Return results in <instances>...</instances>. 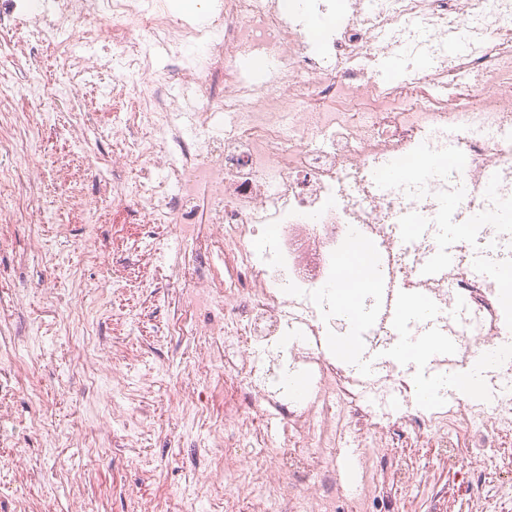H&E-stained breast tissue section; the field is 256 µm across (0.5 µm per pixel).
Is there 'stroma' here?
I'll list each match as a JSON object with an SVG mask.
<instances>
[{
    "label": "stroma",
    "mask_w": 512,
    "mask_h": 512,
    "mask_svg": "<svg viewBox=\"0 0 512 512\" xmlns=\"http://www.w3.org/2000/svg\"><path fill=\"white\" fill-rule=\"evenodd\" d=\"M83 95L46 114L41 150L54 152V132L72 113L86 128L110 118L112 78L98 70L85 76ZM42 192H54L53 205L68 208L58 194L61 181L76 184L84 197L100 189L97 171L69 167L40 170ZM155 224H129L123 213L88 232L80 219L56 227L47 224L44 241L52 252L68 256L71 274L66 305L56 304L48 283L53 275L40 258L23 224L11 227V243L0 250V316L10 320L14 340L30 347L33 359L0 376L7 395H0V512H181L186 498L201 496L207 512H224V482L213 461L214 424L196 415V399L209 395L223 409V390H209L190 373L199 360L212 356L205 336L170 337L164 325L177 309L174 288H143L149 266L122 264L134 240L155 243L169 273L182 275L184 259L175 244L158 241ZM126 280L123 303L135 318L115 324L110 306L89 316L96 333L87 357H79L71 337L78 328L66 315L67 305L82 303L87 287L103 267ZM93 434L98 448L90 454L74 423ZM439 451L420 449L418 477L401 490L394 468L380 476L385 494L404 498V512H476L482 493L469 474L438 463ZM446 492L434 503L433 489Z\"/></svg>",
    "instance_id": "1"
}]
</instances>
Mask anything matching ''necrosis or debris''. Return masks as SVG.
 <instances>
[{
	"mask_svg": "<svg viewBox=\"0 0 512 512\" xmlns=\"http://www.w3.org/2000/svg\"><path fill=\"white\" fill-rule=\"evenodd\" d=\"M209 22L193 27L167 0H44L22 11L43 45L61 50L68 79L29 71L20 90L0 88V223L43 235L47 199L29 149L47 103L75 96L89 69L112 71L130 104L122 125L102 124L78 151L112 144V179L86 202L87 222L113 206L186 242L190 289L165 333H204L224 355L195 364L224 390L225 512H372L373 480L396 451L394 432L440 448L443 462L478 476L512 467V359L489 372L491 401L452 397L420 410L413 362L380 358L435 331L444 350L426 370L466 367L512 334L502 270L512 260V0H199ZM339 22L319 42L315 15ZM207 53L186 61L183 46ZM245 54L272 59L262 83L237 66ZM176 62L177 86L156 61ZM380 58H425L409 79L382 82ZM202 90L196 110L182 91ZM149 170L126 175L128 162ZM376 249L384 270L347 282L344 258ZM363 291V327L377 356L370 373L324 349L336 327L333 288ZM309 377L291 404L285 371ZM351 436L360 489L347 498L337 447ZM478 440L456 455L459 438ZM257 455L242 460V439Z\"/></svg>",
	"mask_w": 512,
	"mask_h": 512,
	"instance_id": "1",
	"label": "necrosis or debris"
}]
</instances>
